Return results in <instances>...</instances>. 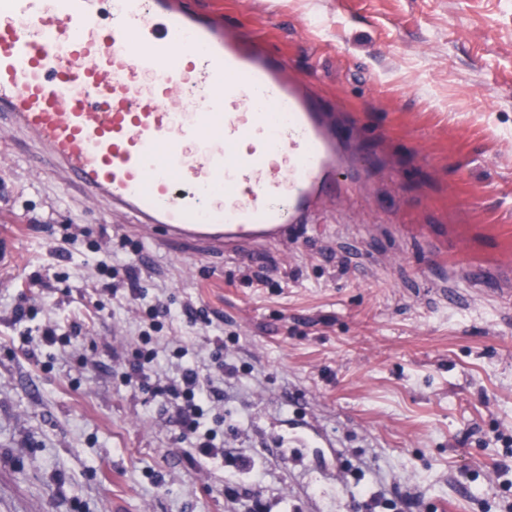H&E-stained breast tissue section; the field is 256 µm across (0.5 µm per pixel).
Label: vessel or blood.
Masks as SVG:
<instances>
[{
  "label": "vessel or blood",
  "mask_w": 512,
  "mask_h": 512,
  "mask_svg": "<svg viewBox=\"0 0 512 512\" xmlns=\"http://www.w3.org/2000/svg\"><path fill=\"white\" fill-rule=\"evenodd\" d=\"M0 124L90 200L228 252L276 244L363 169L263 38L179 0H0Z\"/></svg>",
  "instance_id": "obj_1"
}]
</instances>
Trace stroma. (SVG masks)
Segmentation results:
<instances>
[{
    "label": "stroma",
    "instance_id": "obj_1",
    "mask_svg": "<svg viewBox=\"0 0 512 512\" xmlns=\"http://www.w3.org/2000/svg\"><path fill=\"white\" fill-rule=\"evenodd\" d=\"M351 113L367 185L258 256L139 232L0 131V512H498L512 437V0H185ZM140 266V298L92 264ZM447 260L445 294L426 278ZM155 332L237 368L199 456L125 372ZM205 310L193 323L186 304ZM25 317H17L16 308ZM58 341L41 343L46 327ZM253 457L224 492L229 459Z\"/></svg>",
    "mask_w": 512,
    "mask_h": 512
}]
</instances>
